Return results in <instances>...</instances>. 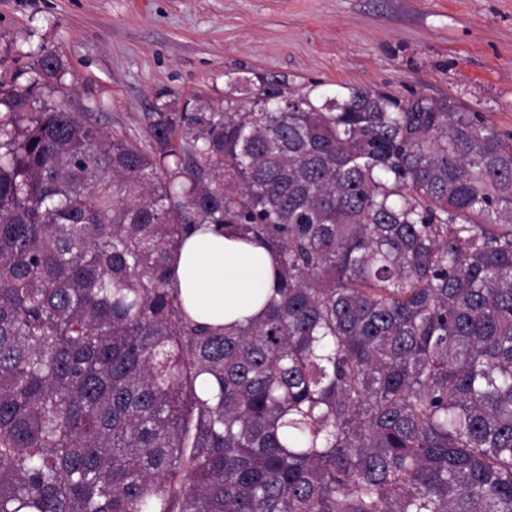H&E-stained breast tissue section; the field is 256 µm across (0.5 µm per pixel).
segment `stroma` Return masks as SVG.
Listing matches in <instances>:
<instances>
[{
  "label": "stroma",
  "mask_w": 512,
  "mask_h": 512,
  "mask_svg": "<svg viewBox=\"0 0 512 512\" xmlns=\"http://www.w3.org/2000/svg\"><path fill=\"white\" fill-rule=\"evenodd\" d=\"M66 64L72 111L148 145L157 105L230 84L448 100L512 133V0H0V74Z\"/></svg>",
  "instance_id": "1"
}]
</instances>
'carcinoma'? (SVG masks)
Here are the masks:
<instances>
[{
    "instance_id": "cac0c4a2",
    "label": "carcinoma",
    "mask_w": 512,
    "mask_h": 512,
    "mask_svg": "<svg viewBox=\"0 0 512 512\" xmlns=\"http://www.w3.org/2000/svg\"><path fill=\"white\" fill-rule=\"evenodd\" d=\"M64 74L0 81V512H512V138L269 83L145 148ZM203 224L275 257L260 319L184 311Z\"/></svg>"
}]
</instances>
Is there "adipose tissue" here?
<instances>
[{"label":"adipose tissue","instance_id":"obj_1","mask_svg":"<svg viewBox=\"0 0 512 512\" xmlns=\"http://www.w3.org/2000/svg\"><path fill=\"white\" fill-rule=\"evenodd\" d=\"M173 267L185 309L204 324L259 318L275 286L273 257L264 245L224 235L209 224L183 239Z\"/></svg>","mask_w":512,"mask_h":512}]
</instances>
